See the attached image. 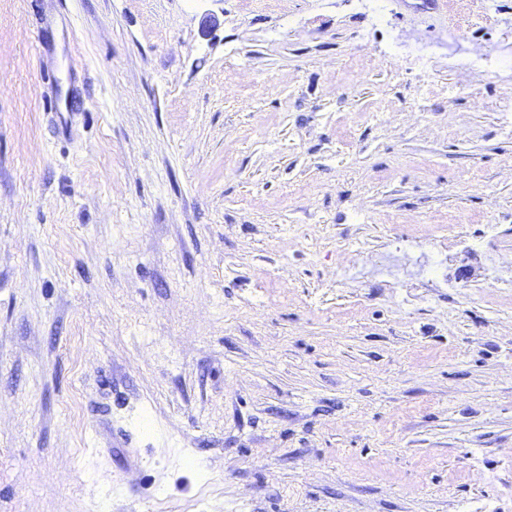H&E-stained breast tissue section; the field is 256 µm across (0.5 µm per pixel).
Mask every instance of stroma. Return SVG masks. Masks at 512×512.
I'll return each instance as SVG.
<instances>
[{"label": "stroma", "mask_w": 512, "mask_h": 512, "mask_svg": "<svg viewBox=\"0 0 512 512\" xmlns=\"http://www.w3.org/2000/svg\"><path fill=\"white\" fill-rule=\"evenodd\" d=\"M0 512H512V0H0Z\"/></svg>", "instance_id": "obj_1"}]
</instances>
